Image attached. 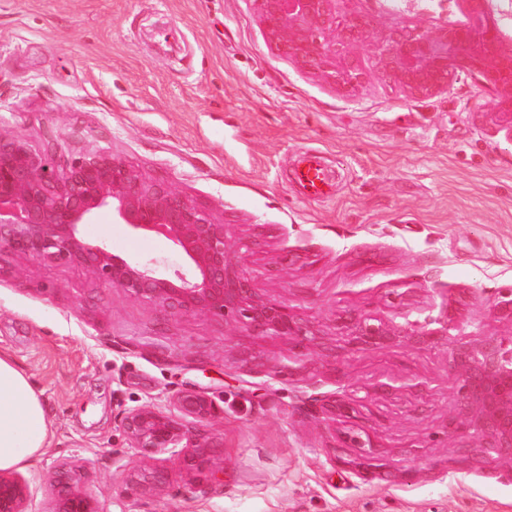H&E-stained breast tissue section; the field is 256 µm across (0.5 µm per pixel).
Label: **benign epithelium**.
<instances>
[{"instance_id":"benign-epithelium-1","label":"benign epithelium","mask_w":512,"mask_h":512,"mask_svg":"<svg viewBox=\"0 0 512 512\" xmlns=\"http://www.w3.org/2000/svg\"><path fill=\"white\" fill-rule=\"evenodd\" d=\"M265 43L336 91L359 83L357 49L368 46L378 72L406 96L429 99L451 91L461 73L481 77L495 93L490 124L512 144V48L485 12V0H458L462 20L425 28L400 23L380 28L362 15L341 14L340 0H257ZM102 209L135 231L166 237L185 268L169 275L154 264L128 261L105 243H91L82 226ZM52 264L78 263L105 286H119L140 301L172 316L235 317L254 336H288L310 342L315 326L287 303L261 295L251 277L228 255L224 224L172 186L144 177L109 153L71 159L55 144L32 147L17 135L0 134V252ZM497 315L512 320V289L495 300ZM343 328L351 349L384 344L391 330L382 322L349 315ZM457 386L473 430L489 455L512 454V339L481 348L460 347ZM331 415L352 418L357 406L344 399L324 404ZM217 413L214 401L195 390L176 393L169 404L127 408L121 425L139 463L127 480L151 493L168 480L167 471L148 464L156 454L181 456L184 469H209L220 444L201 427ZM53 512H97L79 487V470L61 466L53 480ZM30 481L0 471V512H27Z\"/></svg>"}]
</instances>
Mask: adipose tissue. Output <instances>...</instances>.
<instances>
[{
    "mask_svg": "<svg viewBox=\"0 0 512 512\" xmlns=\"http://www.w3.org/2000/svg\"><path fill=\"white\" fill-rule=\"evenodd\" d=\"M49 445V423L34 384L0 353V470L29 464Z\"/></svg>",
    "mask_w": 512,
    "mask_h": 512,
    "instance_id": "1",
    "label": "adipose tissue"
}]
</instances>
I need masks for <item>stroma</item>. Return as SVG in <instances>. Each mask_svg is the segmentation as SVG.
Returning <instances> with one entry per match:
<instances>
[{"mask_svg":"<svg viewBox=\"0 0 512 512\" xmlns=\"http://www.w3.org/2000/svg\"><path fill=\"white\" fill-rule=\"evenodd\" d=\"M379 27L458 18L455 0H342ZM339 93L271 51L256 0H0V133L61 156L106 152L223 222L261 294L320 331L296 345L233 319L173 317L78 264L0 254V352L30 375L51 445L20 473L33 512L80 466L97 512H512V463L485 457L454 381L453 351L512 338L493 310L512 287V144L494 98L465 74L450 93L402 94L359 51ZM317 153L334 187L294 181ZM85 235L131 261L184 266L166 238L101 212ZM381 321L384 345L340 346L343 315ZM205 393L223 446L215 478L156 456L154 493L129 488L125 409ZM334 397L364 407L334 420ZM456 431H449V421ZM369 429L364 470L349 429Z\"/></svg>","mask_w":512,"mask_h":512,"instance_id":"obj_1","label":"stroma"}]
</instances>
